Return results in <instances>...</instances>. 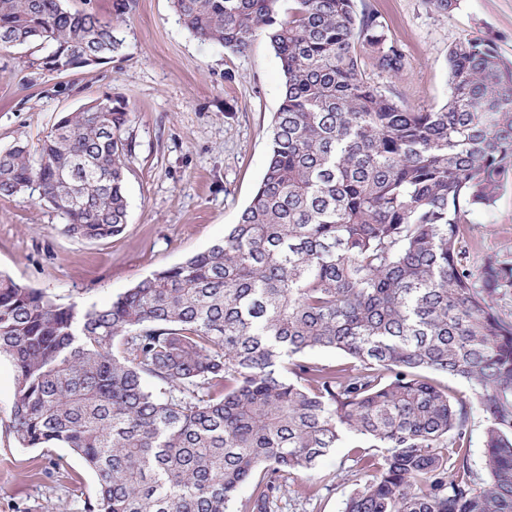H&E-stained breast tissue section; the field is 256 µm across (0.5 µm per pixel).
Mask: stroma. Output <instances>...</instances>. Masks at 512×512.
<instances>
[{"instance_id":"obj_1","label":"stroma","mask_w":512,"mask_h":512,"mask_svg":"<svg viewBox=\"0 0 512 512\" xmlns=\"http://www.w3.org/2000/svg\"><path fill=\"white\" fill-rule=\"evenodd\" d=\"M65 0L73 11L111 21L122 50L104 64L48 75L30 68L33 49L0 51V149L37 148L62 113L110 90L126 100L134 148L126 160L125 232L88 241L69 236L38 193L0 197V273L86 309L108 304L154 271L223 239L262 177L282 85L280 62L265 37L243 54L201 41L180 22L171 0ZM403 50L400 77L370 76L404 106L428 110L448 98V50L464 39L492 42L512 63V0H461L447 15L430 0H365ZM462 262L480 275L490 257L512 259V178L496 203L469 211ZM16 390L11 360L0 356V512H79L93 495V471L69 449L24 448L8 424ZM350 437L315 473L319 499L288 495V512H343L355 487ZM348 478L336 481L338 471Z\"/></svg>"}]
</instances>
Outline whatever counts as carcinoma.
Listing matches in <instances>:
<instances>
[{
  "instance_id": "carcinoma-1",
  "label": "carcinoma",
  "mask_w": 512,
  "mask_h": 512,
  "mask_svg": "<svg viewBox=\"0 0 512 512\" xmlns=\"http://www.w3.org/2000/svg\"><path fill=\"white\" fill-rule=\"evenodd\" d=\"M196 38L247 52L265 36L281 102L263 176L224 239L88 310L0 274V355L23 448L70 449L97 477L81 512H283L319 498L318 459L356 435L364 480L344 512H512V260L461 265L469 209L512 169V65L488 41L448 51L449 94L404 107L367 77L403 51L355 0H172ZM36 68L104 61L123 42L62 0H0V50ZM63 115L36 154L0 150V196L36 185L84 240L123 233L132 112ZM314 349L342 360L321 365ZM467 383L471 402L438 377ZM161 386L148 390L146 379ZM487 426L468 463L470 405Z\"/></svg>"
}]
</instances>
